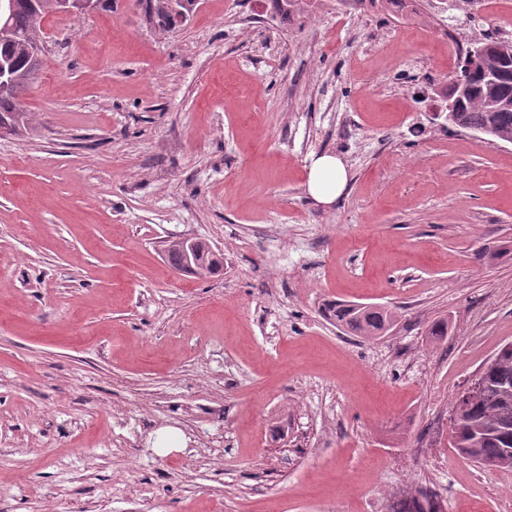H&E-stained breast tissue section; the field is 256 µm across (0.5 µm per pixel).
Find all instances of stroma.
Listing matches in <instances>:
<instances>
[{
  "instance_id": "stroma-1",
  "label": "stroma",
  "mask_w": 512,
  "mask_h": 512,
  "mask_svg": "<svg viewBox=\"0 0 512 512\" xmlns=\"http://www.w3.org/2000/svg\"><path fill=\"white\" fill-rule=\"evenodd\" d=\"M116 2L49 19L35 128L0 138V512H512V470L449 445L512 343V144L427 108L512 0ZM182 236L221 274L173 270ZM347 182L346 168L336 156L323 154L311 160L306 187L318 202L333 203L343 194ZM173 242H175L180 249H183L188 260L192 261L193 250L198 241L192 237H181ZM197 252L196 259L198 261H204L209 265L211 275H216L223 270V259L221 254L218 253L216 256L211 248L204 243L197 244ZM217 257L221 259H218ZM362 303L330 300L323 303V316L342 332L350 336L380 338L395 325V312L381 305L364 306Z\"/></svg>"
}]
</instances>
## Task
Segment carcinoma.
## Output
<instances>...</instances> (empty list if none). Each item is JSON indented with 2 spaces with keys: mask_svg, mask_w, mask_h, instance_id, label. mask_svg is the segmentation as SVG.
I'll return each instance as SVG.
<instances>
[{
  "mask_svg": "<svg viewBox=\"0 0 512 512\" xmlns=\"http://www.w3.org/2000/svg\"><path fill=\"white\" fill-rule=\"evenodd\" d=\"M37 2L35 9L31 0H15L13 34L7 41L0 40V62L12 69L10 85L0 88V125H13L20 132L31 129L32 124L31 113L20 108V97L41 69V59L31 56L28 48L54 13V0ZM476 43L495 45L484 61L495 79L477 77L472 81L460 118L474 131L488 130L498 141L512 143V40L485 37ZM196 259L206 262L212 275L223 270V260L204 243L197 244ZM321 311L342 332L370 339L385 336L396 321L395 312L381 305L330 300L323 303ZM451 447L475 463L496 462L512 449V348L499 349L495 362L483 371L478 392L462 394L455 401Z\"/></svg>",
  "mask_w": 512,
  "mask_h": 512,
  "instance_id": "1",
  "label": "carcinoma"
}]
</instances>
